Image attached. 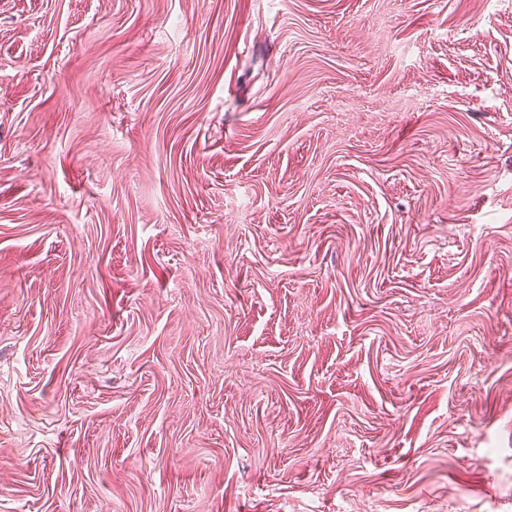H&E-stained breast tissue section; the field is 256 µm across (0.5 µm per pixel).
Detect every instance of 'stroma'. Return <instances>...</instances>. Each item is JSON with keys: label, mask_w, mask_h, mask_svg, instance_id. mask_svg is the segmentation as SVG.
<instances>
[{"label": "stroma", "mask_w": 512, "mask_h": 512, "mask_svg": "<svg viewBox=\"0 0 512 512\" xmlns=\"http://www.w3.org/2000/svg\"><path fill=\"white\" fill-rule=\"evenodd\" d=\"M0 512H512V0H0Z\"/></svg>", "instance_id": "obj_1"}]
</instances>
